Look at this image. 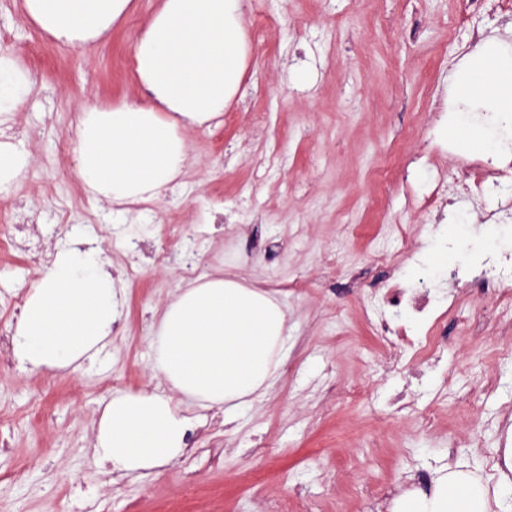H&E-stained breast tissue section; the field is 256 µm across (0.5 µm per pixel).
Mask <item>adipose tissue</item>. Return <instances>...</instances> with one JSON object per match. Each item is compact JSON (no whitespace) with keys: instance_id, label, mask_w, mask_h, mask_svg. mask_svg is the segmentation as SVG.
Here are the masks:
<instances>
[{"instance_id":"adipose-tissue-1","label":"adipose tissue","mask_w":512,"mask_h":512,"mask_svg":"<svg viewBox=\"0 0 512 512\" xmlns=\"http://www.w3.org/2000/svg\"><path fill=\"white\" fill-rule=\"evenodd\" d=\"M132 8L133 0H23L34 25L71 46L106 38ZM246 56L240 0H161L132 52L150 102L79 112L76 176L86 193L124 207L157 201L174 189L188 157L184 129L223 114L239 89ZM488 71L491 87L483 79ZM461 83L455 133H476L486 153H500L512 144V51L482 53ZM33 91L18 57L0 51V116L19 111ZM120 314L98 250L62 248L26 300L13 336L15 356L56 371L93 363ZM286 323L273 297L235 280L208 277L178 289L151 341L152 369L168 389L112 395L95 435L96 461L146 476L179 458L194 423L180 408L184 399L235 420L276 379ZM393 512H489L488 491L446 467L431 494H406Z\"/></svg>"}]
</instances>
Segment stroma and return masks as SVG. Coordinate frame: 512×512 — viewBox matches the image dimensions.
Here are the masks:
<instances>
[{
  "label": "stroma",
  "instance_id": "stroma-1",
  "mask_svg": "<svg viewBox=\"0 0 512 512\" xmlns=\"http://www.w3.org/2000/svg\"><path fill=\"white\" fill-rule=\"evenodd\" d=\"M158 5L134 0L108 38L73 47L33 25L22 0H0V48L35 82L20 111L0 118L30 155L0 210L23 207L48 237L58 206L73 207L65 241L101 242L130 330L95 365L0 378V435L10 442L0 512H65L86 500L97 512H390L418 475L448 463L495 487L512 458V378L495 389L483 379L512 339L468 325L471 309H495L494 298L449 287L458 304L441 325V362L402 371L363 312L391 281L375 259L400 248L389 225L412 238L428 282L456 261L432 213L410 199L460 179L454 149L478 152L427 130L426 115L456 99V73L485 45L512 48V9L491 22L466 0H242L248 57L238 93L221 117L185 130L180 189L119 212L85 193L75 149L57 144L72 138L81 107L147 102L131 54ZM265 17L274 26L256 36ZM300 70L307 82L296 80ZM174 235L200 238L199 275L223 272L282 304L281 374L236 421L189 408L216 432L195 434L181 458L146 477L112 474L93 457L94 424L113 393L165 387L150 341L190 280L162 258ZM131 238L149 247L128 264ZM431 402L441 412L425 431L418 409Z\"/></svg>",
  "mask_w": 512,
  "mask_h": 512
}]
</instances>
